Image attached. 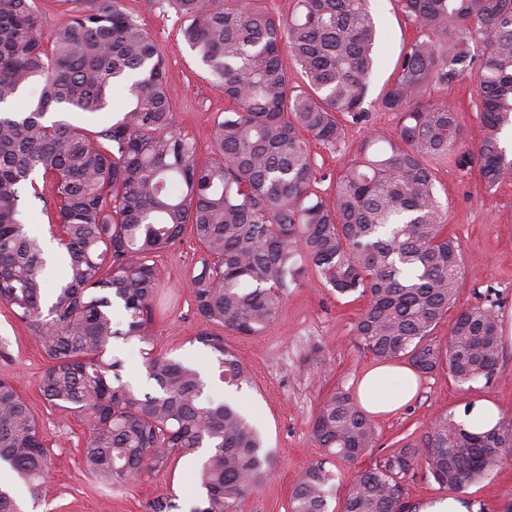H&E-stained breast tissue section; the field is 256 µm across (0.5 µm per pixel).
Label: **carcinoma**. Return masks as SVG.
I'll list each match as a JSON object with an SVG mask.
<instances>
[{
  "label": "carcinoma",
  "instance_id": "cac0c4a2",
  "mask_svg": "<svg viewBox=\"0 0 512 512\" xmlns=\"http://www.w3.org/2000/svg\"><path fill=\"white\" fill-rule=\"evenodd\" d=\"M260 2L171 0L183 41L232 103L215 121L212 157L203 161L174 128L163 55L120 0H85L59 21L48 48L34 0H0V106L29 91L26 111H0V302L43 353L45 400L86 429L83 465L99 484L121 486L207 449L197 474L202 497L190 512H238L268 476L271 456L242 410L205 393L197 368L153 351L152 258L188 227L204 251L189 288L207 324L262 334L313 270L336 293L366 299L355 336L381 363L403 359L418 374L446 367L470 385L490 380L500 360L492 306L458 312L448 340L433 337L462 279L434 165L450 154L463 173L476 164L490 191L512 180L500 146L512 128V0H398L418 36L378 99L396 114V127L364 137L331 204L317 193L324 176L307 137L335 147L344 136L336 116L354 124L366 116L376 36L369 0H296L286 18ZM286 51L300 85L292 84ZM469 69L483 127L475 150L461 140L456 111L431 97ZM116 86L127 107L111 126L87 133L51 119L102 111ZM38 176L52 178L53 241L65 266L46 309L45 251L21 210L22 192ZM116 307L122 322L112 318ZM118 338L145 345L153 390L135 391L122 361L108 356ZM196 341L223 383L248 382L224 337L204 332ZM312 437L327 455L353 463L376 447L377 429L339 389L319 405ZM511 457L512 420L474 432L449 413L420 440L349 471L342 512H411L404 481L416 470L455 493ZM50 463L36 418L0 379V464L40 499ZM332 481L323 462L309 463L291 512H328ZM151 512H180L177 495L158 497Z\"/></svg>",
  "mask_w": 512,
  "mask_h": 512
}]
</instances>
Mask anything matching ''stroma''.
I'll return each instance as SVG.
<instances>
[{
    "label": "stroma",
    "mask_w": 512,
    "mask_h": 512,
    "mask_svg": "<svg viewBox=\"0 0 512 512\" xmlns=\"http://www.w3.org/2000/svg\"><path fill=\"white\" fill-rule=\"evenodd\" d=\"M124 11L143 27L164 54L167 94L173 106L174 124L192 136L201 159L211 158L213 121L229 103L224 92L198 65L184 44L180 20L167 0H121ZM377 28L376 62L364 103L365 123L344 122L345 138L336 148L311 143V154L326 179L319 185L325 201H332L337 178L354 161L368 131L389 132L396 126L394 113L382 111L377 97L394 78L399 55L417 35L414 23L400 10L397 0H369ZM433 98L443 100L458 113L462 139L477 148L483 137L480 120L472 107L476 96L474 76L464 71L448 86L436 87ZM437 192L444 206L443 222L460 244L463 283L453 311L465 310L493 300L501 322L499 369L490 381L464 388L447 371L438 369L418 376L413 400L395 412L374 415L377 443L373 453L359 458L353 467L365 469L376 458L417 439L430 419L461 412L474 401L494 402L501 417L512 419V181L487 192L478 171L461 174L453 162L437 164ZM37 194H25V223L31 234L50 239L49 222L55 207L49 181H39ZM203 253L191 232H184L172 249L160 253L155 264L161 286L153 312L155 349L196 366L215 398L235 403L251 417L263 436L274 463L261 488L246 497L240 512H289L295 480L304 467L323 458L313 443L311 427L323 399L338 389L357 392L363 374L374 367L370 353L358 348L354 326L365 301L338 295L326 288L316 273H309L301 287L291 289L277 320L259 336H241L224 331L225 346L245 360L250 379L236 389L225 386L208 353L197 343L208 331L195 312L189 291V274ZM0 336L10 341L11 357L0 359V379L12 381L25 399L46 435L51 456V489L48 497L29 502L28 512H150L156 497L176 494L184 512H189L200 494L185 484L195 471L194 459L185 457L176 467L143 473L117 488L101 486L82 465L86 431L72 417L63 416L43 398L39 378L45 358L0 303ZM320 364H311V354ZM341 460L327 462L336 475L329 499L330 512H339L346 493V473L352 467ZM477 512H502L512 501V466L488 476L462 492Z\"/></svg>",
    "instance_id": "stroma-1"
}]
</instances>
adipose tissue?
<instances>
[{
  "label": "adipose tissue",
  "mask_w": 512,
  "mask_h": 512,
  "mask_svg": "<svg viewBox=\"0 0 512 512\" xmlns=\"http://www.w3.org/2000/svg\"><path fill=\"white\" fill-rule=\"evenodd\" d=\"M415 392L416 378L409 368L377 366L361 378L358 399L367 410L385 413L410 401Z\"/></svg>",
  "instance_id": "ef3b65f1"
}]
</instances>
